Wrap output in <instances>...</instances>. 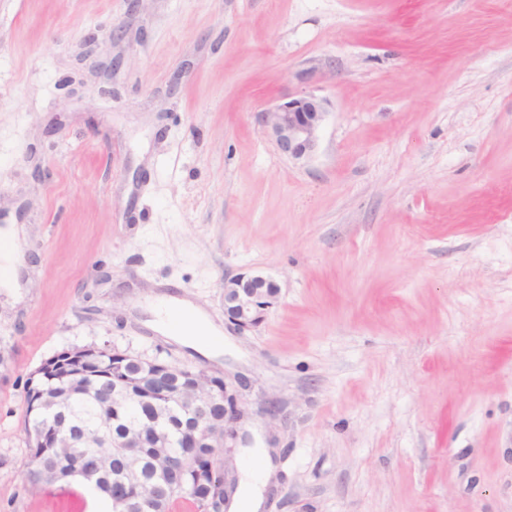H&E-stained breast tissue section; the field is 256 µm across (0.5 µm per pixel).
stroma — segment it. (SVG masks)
Masks as SVG:
<instances>
[{
    "mask_svg": "<svg viewBox=\"0 0 512 512\" xmlns=\"http://www.w3.org/2000/svg\"><path fill=\"white\" fill-rule=\"evenodd\" d=\"M296 93L303 162L257 122ZM5 251L0 512H88L25 483L23 396L104 345L237 390L268 512H512V0H0ZM164 292L222 354L146 327ZM327 114L324 99L305 93L260 112L259 124L281 154L299 162L315 153ZM224 317L240 330L260 326L280 299L279 284L260 273L224 280Z\"/></svg>",
    "mask_w": 512,
    "mask_h": 512,
    "instance_id": "1",
    "label": "stroma"
}]
</instances>
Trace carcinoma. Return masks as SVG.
Masks as SVG:
<instances>
[{"label":"carcinoma","instance_id":"cac0c4a2","mask_svg":"<svg viewBox=\"0 0 512 512\" xmlns=\"http://www.w3.org/2000/svg\"><path fill=\"white\" fill-rule=\"evenodd\" d=\"M153 370L154 367L148 368L138 359L125 361L114 347L86 348L79 359L73 358L70 350L63 349L42 364L37 370V377L29 378V382L33 383V389H46L59 399L63 418L72 429L87 433L100 432L116 440L124 435L128 425L147 417L152 411V405L158 401L157 397L147 392L150 380L146 372ZM114 376L131 387L134 399L127 416L112 420L101 413L100 394L112 386ZM34 400L32 394H27L24 406L27 458L37 459L42 469H56L61 478L78 475L79 468L88 464L87 459L73 450L66 461H61L60 449L50 446L52 425L38 419ZM191 453L197 459L196 467L177 474L172 486L167 488L165 498L157 504L158 509L160 512H169L172 502L181 498L198 512H206L209 508L214 512H224V488L211 480L212 469L221 468L214 449L193 448ZM140 454V479L152 482L158 478L153 465L155 450L142 448ZM122 468L121 459L112 457L106 479L97 484V488L112 495V482L121 479Z\"/></svg>","mask_w":512,"mask_h":512}]
</instances>
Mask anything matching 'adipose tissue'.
Masks as SVG:
<instances>
[{
	"mask_svg": "<svg viewBox=\"0 0 512 512\" xmlns=\"http://www.w3.org/2000/svg\"><path fill=\"white\" fill-rule=\"evenodd\" d=\"M150 327L190 347L207 353L224 347V335L199 306L184 298L156 297L149 307Z\"/></svg>",
	"mask_w": 512,
	"mask_h": 512,
	"instance_id": "1",
	"label": "adipose tissue"
}]
</instances>
